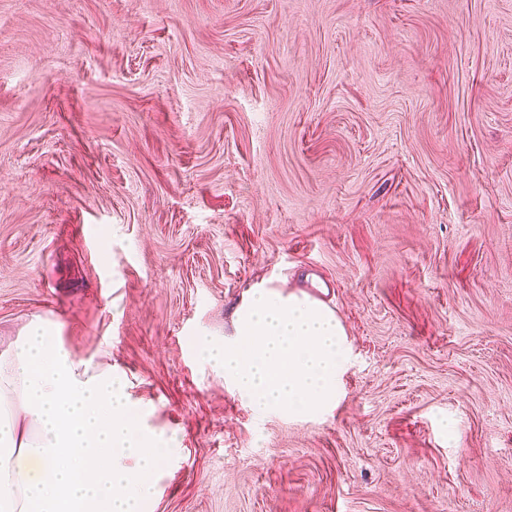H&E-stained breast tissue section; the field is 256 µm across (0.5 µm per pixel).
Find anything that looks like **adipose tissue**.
Returning a JSON list of instances; mask_svg holds the SVG:
<instances>
[{"mask_svg": "<svg viewBox=\"0 0 512 512\" xmlns=\"http://www.w3.org/2000/svg\"><path fill=\"white\" fill-rule=\"evenodd\" d=\"M117 366L76 360L31 323L0 352V512H148L183 458Z\"/></svg>", "mask_w": 512, "mask_h": 512, "instance_id": "1", "label": "adipose tissue"}]
</instances>
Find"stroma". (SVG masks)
Listing matches in <instances>:
<instances>
[{"label":"stroma","instance_id":"35a3bbf8","mask_svg":"<svg viewBox=\"0 0 512 512\" xmlns=\"http://www.w3.org/2000/svg\"><path fill=\"white\" fill-rule=\"evenodd\" d=\"M309 280L346 396L258 416L194 339ZM35 319L179 434L153 512H512V0H0V352Z\"/></svg>","mask_w":512,"mask_h":512}]
</instances>
